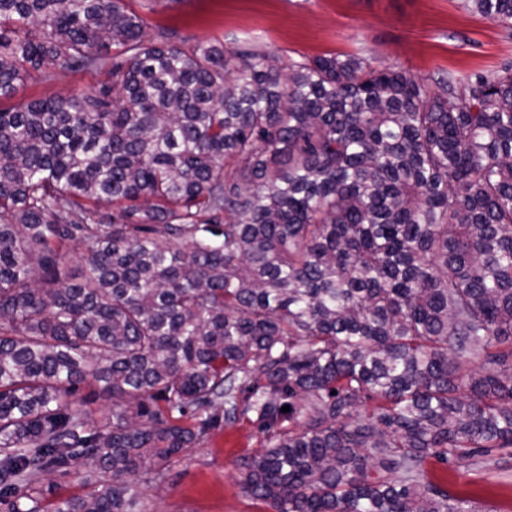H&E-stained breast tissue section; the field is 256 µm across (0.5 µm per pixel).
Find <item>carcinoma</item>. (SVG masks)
Here are the masks:
<instances>
[{
    "label": "carcinoma",
    "instance_id": "1",
    "mask_svg": "<svg viewBox=\"0 0 512 512\" xmlns=\"http://www.w3.org/2000/svg\"><path fill=\"white\" fill-rule=\"evenodd\" d=\"M464 2L512 31V0ZM169 39L125 0H0V99L106 77L0 110V499L80 463L100 481L49 512H142L247 419L272 512H472L425 465L512 449V65ZM104 79L105 76L98 71H66L54 78L30 80L19 87L14 97L0 99V109H9L19 101L48 99L71 92H88L99 87ZM75 406L82 412L99 418L102 414L112 409V399L102 395L99 392L92 376H88L86 380L79 385V389L75 395Z\"/></svg>",
    "mask_w": 512,
    "mask_h": 512
}]
</instances>
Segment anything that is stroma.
<instances>
[{"mask_svg": "<svg viewBox=\"0 0 512 512\" xmlns=\"http://www.w3.org/2000/svg\"><path fill=\"white\" fill-rule=\"evenodd\" d=\"M149 33L167 32L174 44L268 52L281 59L335 55L370 59L379 68L404 67L428 78L451 72L490 73L512 64V33L467 10L463 0H127ZM104 76L65 72L20 86L0 109L91 91ZM266 443L249 420L210 430L173 463L161 484L143 489V512H272L246 493L241 464ZM499 452L481 468L430 462L427 477L468 498L475 512H512V470L498 468ZM93 473L73 468L43 477L29 492L42 506L86 495Z\"/></svg>", "mask_w": 512, "mask_h": 512, "instance_id": "stroma-1", "label": "stroma"}]
</instances>
